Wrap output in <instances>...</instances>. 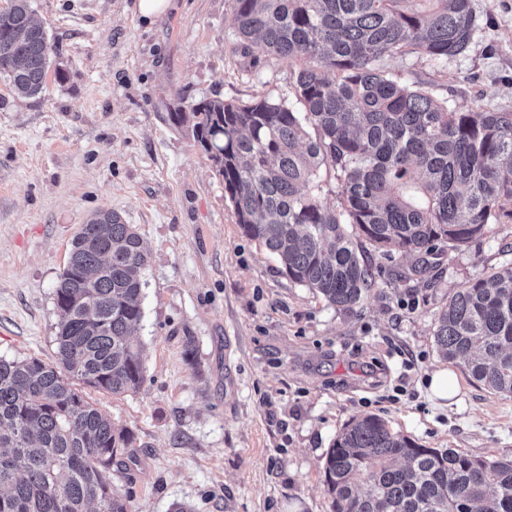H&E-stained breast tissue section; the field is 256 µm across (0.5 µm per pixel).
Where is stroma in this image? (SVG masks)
Masks as SVG:
<instances>
[{"instance_id": "stroma-1", "label": "stroma", "mask_w": 512, "mask_h": 512, "mask_svg": "<svg viewBox=\"0 0 512 512\" xmlns=\"http://www.w3.org/2000/svg\"><path fill=\"white\" fill-rule=\"evenodd\" d=\"M31 0L52 46L43 92L0 76V357L55 359L54 290L81 224L97 210L135 225L149 254L145 381L90 391L133 464L112 469L129 512H330L326 452L375 414L429 448L512 456V397L489 393L440 356L439 311L471 280L512 262V223L431 260L370 256L376 285L339 309L288 280L243 236L224 181L172 112L203 98L292 97L297 62L242 51L232 0ZM468 50L385 66L461 111H512V0H472ZM454 375L452 403L429 391Z\"/></svg>"}]
</instances>
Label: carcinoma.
Listing matches in <instances>:
<instances>
[{
    "label": "carcinoma",
    "instance_id": "cac0c4a2",
    "mask_svg": "<svg viewBox=\"0 0 512 512\" xmlns=\"http://www.w3.org/2000/svg\"><path fill=\"white\" fill-rule=\"evenodd\" d=\"M472 0H233L245 47L303 61L295 101L206 98L175 123L224 180L237 223L288 279L351 309L375 284L353 233L382 257H428L512 221V112H463L403 84L384 61L464 54ZM51 46L30 0L0 11V75L43 90ZM341 184V205L322 199ZM148 252L112 211L81 225L54 291L57 362L0 358V512H128L112 465L134 437L117 431L69 378L112 394L144 382L133 339ZM434 341L448 361L512 397V262L448 301ZM331 512H512V458L427 448L376 415L351 420L324 465Z\"/></svg>",
    "mask_w": 512,
    "mask_h": 512
}]
</instances>
